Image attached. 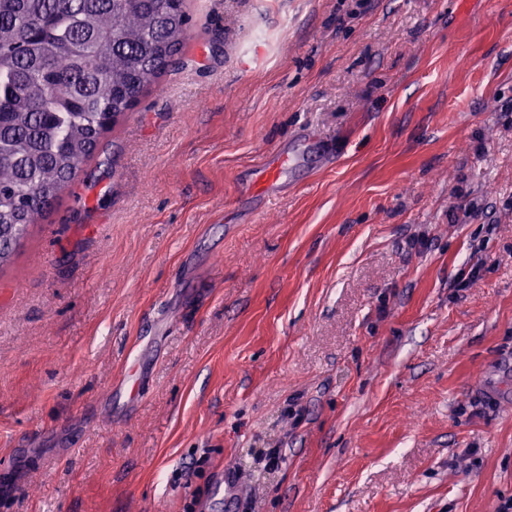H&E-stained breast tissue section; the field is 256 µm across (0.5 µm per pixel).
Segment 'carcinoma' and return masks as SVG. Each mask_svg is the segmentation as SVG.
Masks as SVG:
<instances>
[{
    "label": "carcinoma",
    "mask_w": 512,
    "mask_h": 512,
    "mask_svg": "<svg viewBox=\"0 0 512 512\" xmlns=\"http://www.w3.org/2000/svg\"><path fill=\"white\" fill-rule=\"evenodd\" d=\"M183 0H0V265L185 41Z\"/></svg>",
    "instance_id": "1"
}]
</instances>
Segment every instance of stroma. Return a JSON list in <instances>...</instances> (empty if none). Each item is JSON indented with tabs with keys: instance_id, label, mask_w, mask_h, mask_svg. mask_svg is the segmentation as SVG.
<instances>
[{
	"instance_id": "obj_1",
	"label": "stroma",
	"mask_w": 512,
	"mask_h": 512,
	"mask_svg": "<svg viewBox=\"0 0 512 512\" xmlns=\"http://www.w3.org/2000/svg\"><path fill=\"white\" fill-rule=\"evenodd\" d=\"M185 10L0 266V512H498L512 0Z\"/></svg>"
}]
</instances>
